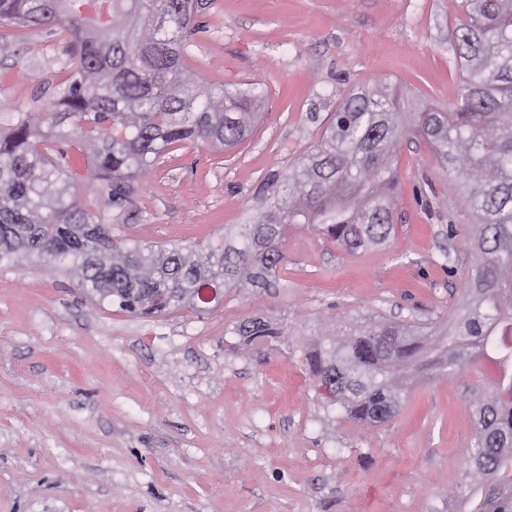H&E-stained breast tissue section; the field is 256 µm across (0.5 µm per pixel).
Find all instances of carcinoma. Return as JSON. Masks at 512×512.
Instances as JSON below:
<instances>
[{"label":"carcinoma","instance_id":"cac0c4a2","mask_svg":"<svg viewBox=\"0 0 512 512\" xmlns=\"http://www.w3.org/2000/svg\"><path fill=\"white\" fill-rule=\"evenodd\" d=\"M202 0H0V22L71 36L67 84L40 112L0 133V263L35 256L70 267L79 287L132 315L201 310L204 288L281 287L288 230L300 226L355 255L394 230L398 151L432 149L450 188L466 192L475 263L463 271L467 314L443 331L371 319L304 352L317 394L347 419L379 426L400 409L407 380L453 378L482 360L498 374L467 399L462 450L469 483L460 512H512V0H460L448 27L459 83L442 107L379 82L351 94L321 140L267 184L250 223L204 248L143 247L112 236L69 191L50 157L56 140L91 159L89 184L119 203L176 143L224 150L259 116L265 84H207L185 64ZM245 344L285 335L261 317L236 324Z\"/></svg>","mask_w":512,"mask_h":512}]
</instances>
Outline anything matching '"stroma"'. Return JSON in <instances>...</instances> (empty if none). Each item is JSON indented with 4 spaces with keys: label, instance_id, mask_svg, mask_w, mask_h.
I'll list each match as a JSON object with an SVG mask.
<instances>
[{
    "label": "stroma",
    "instance_id": "1",
    "mask_svg": "<svg viewBox=\"0 0 512 512\" xmlns=\"http://www.w3.org/2000/svg\"><path fill=\"white\" fill-rule=\"evenodd\" d=\"M186 62L210 83H265L232 149L170 147L122 206L87 184L70 142L53 159L83 208L130 243L215 244L246 223L272 176L317 143L352 90L385 80L444 105L457 88L448 24L459 0H207ZM0 129L52 101L67 38L0 26ZM395 233L356 255L289 232L271 295L229 288L207 311L135 317L95 304L35 257L0 269V512H448L465 485L470 388L497 373L418 379L370 427L317 397L305 341L380 313L443 323L464 313L472 215L427 144H402ZM270 316L287 336L244 344ZM233 334L244 339L245 344L264 341L266 338H278L287 336L282 327L277 323L264 320L261 317L249 318L236 324L232 330Z\"/></svg>",
    "mask_w": 512,
    "mask_h": 512
}]
</instances>
